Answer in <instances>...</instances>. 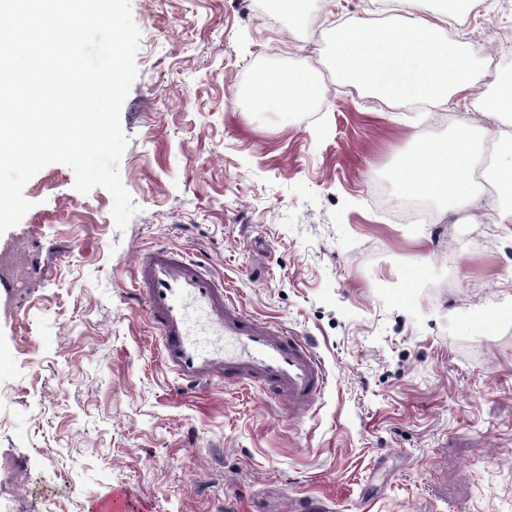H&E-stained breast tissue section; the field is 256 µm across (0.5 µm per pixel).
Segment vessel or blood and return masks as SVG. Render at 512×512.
I'll list each match as a JSON object with an SVG mask.
<instances>
[{"instance_id":"obj_1","label":"vessel or blood","mask_w":512,"mask_h":512,"mask_svg":"<svg viewBox=\"0 0 512 512\" xmlns=\"http://www.w3.org/2000/svg\"><path fill=\"white\" fill-rule=\"evenodd\" d=\"M133 294L158 333L162 366L183 390L252 386L295 412L323 396L328 376L315 348L245 311L200 258L155 247L137 262ZM91 512H127L124 490L112 489Z\"/></svg>"}]
</instances>
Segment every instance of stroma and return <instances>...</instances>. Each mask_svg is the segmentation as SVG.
Here are the masks:
<instances>
[{"instance_id":"stroma-1","label":"stroma","mask_w":512,"mask_h":512,"mask_svg":"<svg viewBox=\"0 0 512 512\" xmlns=\"http://www.w3.org/2000/svg\"><path fill=\"white\" fill-rule=\"evenodd\" d=\"M141 38L120 112L125 228L67 165L25 185L0 235L27 286L0 292V512H89L128 487L136 512H512V231L432 200L400 221V156L458 130L471 102L429 111L331 77L316 109L240 111L261 75L331 66L324 31L368 0H131ZM512 18L481 0L468 38ZM165 244L196 255L244 309L311 339L328 372L300 419L254 387L180 390L133 295Z\"/></svg>"}]
</instances>
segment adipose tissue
Returning a JSON list of instances; mask_svg holds the SVG:
<instances>
[{"instance_id": "adipose-tissue-1", "label": "adipose tissue", "mask_w": 512, "mask_h": 512, "mask_svg": "<svg viewBox=\"0 0 512 512\" xmlns=\"http://www.w3.org/2000/svg\"><path fill=\"white\" fill-rule=\"evenodd\" d=\"M383 10L395 12V19L377 28L371 19L354 17L337 25L333 32V69L338 77L359 88L375 90L392 106L415 100L447 104L474 95L472 57L480 47L448 35V24L459 12L462 0H439L432 15L413 13V0H377ZM311 92L304 72L293 71L287 80L268 77L242 100L251 110L266 103L278 109L294 104L291 89ZM474 119L460 120L457 133L445 141L428 140L404 153L398 178L406 194L447 196L456 207L469 205L474 197L472 162ZM495 141L496 152L484 168V177L499 192L489 202L491 223L512 226V136L485 128Z\"/></svg>"}]
</instances>
